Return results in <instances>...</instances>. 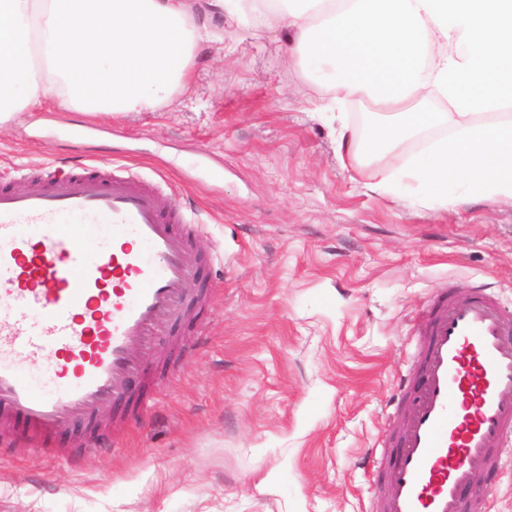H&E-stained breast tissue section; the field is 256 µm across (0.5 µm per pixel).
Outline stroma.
I'll return each mask as SVG.
<instances>
[{"mask_svg":"<svg viewBox=\"0 0 512 512\" xmlns=\"http://www.w3.org/2000/svg\"><path fill=\"white\" fill-rule=\"evenodd\" d=\"M218 30L190 92L155 110L46 104L0 124V181L89 158L164 175L197 221L189 285L207 294L155 337L149 411L101 410L123 423L113 445L79 422L46 442L78 447V467L0 454V512H368L369 452L410 406L418 313L450 287L512 307V205L374 188L441 129L354 168L294 43L249 20Z\"/></svg>","mask_w":512,"mask_h":512,"instance_id":"1","label":"stroma"}]
</instances>
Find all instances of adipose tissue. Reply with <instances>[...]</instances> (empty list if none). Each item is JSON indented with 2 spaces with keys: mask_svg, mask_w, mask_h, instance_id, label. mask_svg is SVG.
<instances>
[{
  "mask_svg": "<svg viewBox=\"0 0 512 512\" xmlns=\"http://www.w3.org/2000/svg\"><path fill=\"white\" fill-rule=\"evenodd\" d=\"M253 16L317 58L331 102H367L373 133L341 136L360 167L424 130L392 176L448 206L512 203V0H0V123L53 98L66 112H147L187 90L210 12Z\"/></svg>",
  "mask_w": 512,
  "mask_h": 512,
  "instance_id": "1",
  "label": "adipose tissue"
}]
</instances>
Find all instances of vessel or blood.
Listing matches in <instances>:
<instances>
[{
	"mask_svg": "<svg viewBox=\"0 0 512 512\" xmlns=\"http://www.w3.org/2000/svg\"><path fill=\"white\" fill-rule=\"evenodd\" d=\"M108 228L87 252L66 221ZM187 217L134 174L94 161L47 185L0 189V424L31 446L80 420L110 440L100 407L152 381L130 346L198 300L188 279L203 263ZM424 383L401 379L413 407L374 512H464L463 490L500 462L512 437V314L491 294H439L418 318ZM50 354L53 388L36 393L24 363Z\"/></svg>",
	"mask_w": 512,
	"mask_h": 512,
	"instance_id": "b4317fda",
	"label": "vessel or blood"
}]
</instances>
